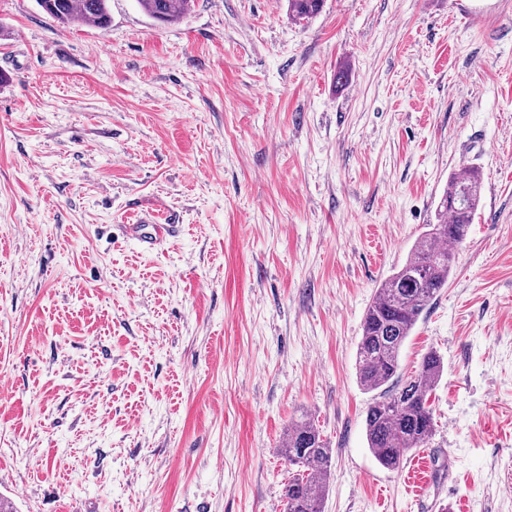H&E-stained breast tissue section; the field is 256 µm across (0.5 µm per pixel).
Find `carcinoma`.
Here are the masks:
<instances>
[{"instance_id":"cac0c4a2","label":"carcinoma","mask_w":512,"mask_h":512,"mask_svg":"<svg viewBox=\"0 0 512 512\" xmlns=\"http://www.w3.org/2000/svg\"><path fill=\"white\" fill-rule=\"evenodd\" d=\"M109 0H37L41 9L63 25L80 21L105 29L111 22ZM151 19L171 24L189 12L194 0H136ZM323 0H288L296 21L315 17ZM481 181L475 170L454 174L438 205V223L415 242L406 262L377 288L366 310L358 345L357 375L368 392H377L365 415L369 450L384 468L395 470L407 455L428 447L434 430L429 403L433 386L443 374V362L433 352L422 357L407 379L400 376L403 348L423 311L448 287L454 253L448 245L467 236L480 204ZM285 457L295 467L283 494V512H322L328 491L331 448L315 425L293 423L286 434Z\"/></svg>"}]
</instances>
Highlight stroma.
<instances>
[{
	"label": "stroma",
	"instance_id": "obj_1",
	"mask_svg": "<svg viewBox=\"0 0 512 512\" xmlns=\"http://www.w3.org/2000/svg\"><path fill=\"white\" fill-rule=\"evenodd\" d=\"M109 7L0 0V496L283 512L306 417L323 512H512V0ZM467 168L481 205L401 357L444 362L415 485L367 447L357 348ZM155 205L181 231L147 252L121 227ZM109 0H37L41 9L63 25L80 21L106 29L111 22ZM140 9L151 19L163 24L176 22L189 12L194 0H136ZM323 0H288V14L296 21H309L322 7Z\"/></svg>",
	"mask_w": 512,
	"mask_h": 512
}]
</instances>
